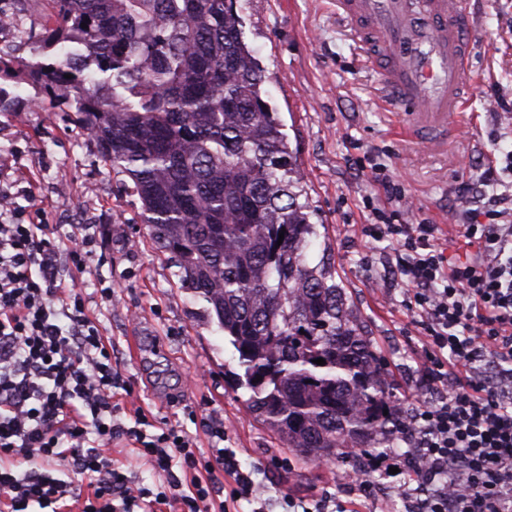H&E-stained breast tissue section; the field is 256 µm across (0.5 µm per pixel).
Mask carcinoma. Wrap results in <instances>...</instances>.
<instances>
[{
	"instance_id": "1",
	"label": "carcinoma",
	"mask_w": 512,
	"mask_h": 512,
	"mask_svg": "<svg viewBox=\"0 0 512 512\" xmlns=\"http://www.w3.org/2000/svg\"><path fill=\"white\" fill-rule=\"evenodd\" d=\"M38 2L53 61L0 54V79L75 105L132 180L141 223L237 351L247 409L311 460L394 447L403 407L335 273L306 259L318 231L304 178L237 2Z\"/></svg>"
}]
</instances>
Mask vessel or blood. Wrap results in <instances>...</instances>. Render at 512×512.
I'll return each mask as SVG.
<instances>
[{
  "instance_id": "vessel-or-blood-1",
  "label": "vessel or blood",
  "mask_w": 512,
  "mask_h": 512,
  "mask_svg": "<svg viewBox=\"0 0 512 512\" xmlns=\"http://www.w3.org/2000/svg\"><path fill=\"white\" fill-rule=\"evenodd\" d=\"M404 132L442 151L456 137L475 42L467 0H335Z\"/></svg>"
}]
</instances>
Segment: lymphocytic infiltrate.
Masks as SVG:
<instances>
[{"mask_svg":"<svg viewBox=\"0 0 512 512\" xmlns=\"http://www.w3.org/2000/svg\"><path fill=\"white\" fill-rule=\"evenodd\" d=\"M458 245L447 251L437 225L394 223L376 211L362 233L391 251L428 364L432 397L407 415L414 444L369 459L351 474L392 482L412 512H512V199L496 196L485 213L462 212ZM92 266L88 250L61 251L49 224L0 221V501L29 512L73 498L77 512H208L219 482L230 505L261 500L253 469L228 448L196 454L174 429L150 435L126 426L112 398L126 383L112 346L87 314L63 265ZM115 440L166 479L152 491L107 453ZM29 462L18 472L21 462ZM399 478H391L390 468ZM88 478L76 496L63 472ZM194 472L191 483L182 475Z\"/></svg>","mask_w":512,"mask_h":512,"instance_id":"1","label":"lymphocytic infiltrate"}]
</instances>
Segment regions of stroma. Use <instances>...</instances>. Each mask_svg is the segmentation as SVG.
Wrapping results in <instances>:
<instances>
[{
  "mask_svg": "<svg viewBox=\"0 0 512 512\" xmlns=\"http://www.w3.org/2000/svg\"><path fill=\"white\" fill-rule=\"evenodd\" d=\"M244 39L265 71L266 99L281 120L300 164L319 236L310 262L330 263L360 316L388 382L404 407L416 401L421 339L402 303L403 290L383 277L386 245L356 231L369 223V203L384 201L373 172L385 165L417 204L416 218L455 223L493 195L512 194V176L486 186L489 167L502 169L512 151V0H468L479 37L468 65L469 104L447 153L399 136L400 117L387 107L338 19L334 0H238ZM11 100L0 110V181L11 184L24 223L51 224L61 248L89 236L102 262L78 281L90 317L112 345L129 388L121 417L144 416L147 433L182 431L198 451L227 447L255 466L268 497L289 494L307 507L332 498L359 512H405L382 482L362 491L351 465L304 459L245 405L236 386L238 354L208 303L181 286L177 269L141 222L142 202L126 175L105 163L96 143L39 88L0 85ZM112 283L103 301L100 280ZM141 345L132 356L131 339ZM223 421L215 438L211 421Z\"/></svg>",
  "mask_w": 512,
  "mask_h": 512,
  "instance_id": "35a3bbf8",
  "label": "stroma"
}]
</instances>
